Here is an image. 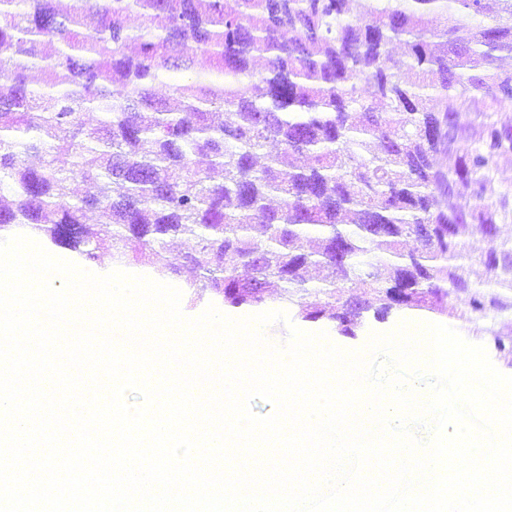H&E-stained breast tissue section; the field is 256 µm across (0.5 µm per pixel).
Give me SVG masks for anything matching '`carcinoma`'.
<instances>
[{
	"instance_id": "carcinoma-1",
	"label": "carcinoma",
	"mask_w": 512,
	"mask_h": 512,
	"mask_svg": "<svg viewBox=\"0 0 512 512\" xmlns=\"http://www.w3.org/2000/svg\"><path fill=\"white\" fill-rule=\"evenodd\" d=\"M499 2L487 21L485 0H0V238L163 277L187 235L227 309L272 298L348 337L490 318L509 358Z\"/></svg>"
}]
</instances>
